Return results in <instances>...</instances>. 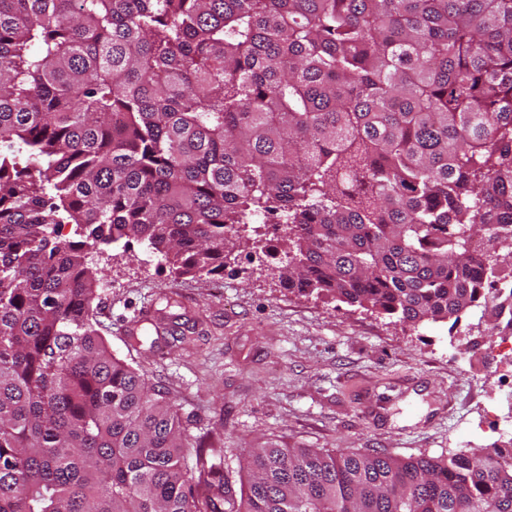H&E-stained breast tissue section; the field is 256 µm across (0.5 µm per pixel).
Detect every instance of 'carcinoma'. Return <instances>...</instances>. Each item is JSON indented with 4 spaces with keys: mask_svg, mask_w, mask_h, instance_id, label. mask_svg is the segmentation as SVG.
Segmentation results:
<instances>
[{
    "mask_svg": "<svg viewBox=\"0 0 512 512\" xmlns=\"http://www.w3.org/2000/svg\"><path fill=\"white\" fill-rule=\"evenodd\" d=\"M260 222L287 226L290 292L499 318L512 0H0V512H512L498 448L266 443L239 493L200 449L183 466L178 404L100 334L88 251L210 275Z\"/></svg>",
    "mask_w": 512,
    "mask_h": 512,
    "instance_id": "carcinoma-1",
    "label": "carcinoma"
}]
</instances>
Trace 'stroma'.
Returning <instances> with one entry per match:
<instances>
[{
	"label": "stroma",
	"instance_id": "stroma-1",
	"mask_svg": "<svg viewBox=\"0 0 512 512\" xmlns=\"http://www.w3.org/2000/svg\"><path fill=\"white\" fill-rule=\"evenodd\" d=\"M287 233L243 232L216 276L180 277L145 245H101L93 303L113 353L175 397L209 464L246 483L250 448L400 458L490 448L512 420V364L470 363L491 315L414 325L281 288Z\"/></svg>",
	"mask_w": 512,
	"mask_h": 512
}]
</instances>
